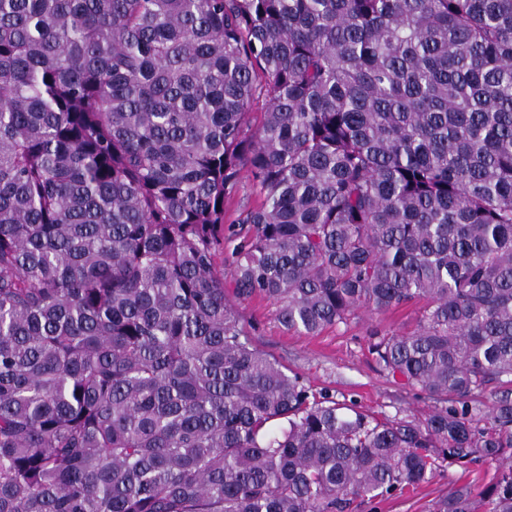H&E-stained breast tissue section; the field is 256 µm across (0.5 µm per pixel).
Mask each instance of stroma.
Here are the masks:
<instances>
[{
	"label": "stroma",
	"instance_id": "stroma-1",
	"mask_svg": "<svg viewBox=\"0 0 512 512\" xmlns=\"http://www.w3.org/2000/svg\"><path fill=\"white\" fill-rule=\"evenodd\" d=\"M253 343L298 376L315 396L355 403L376 415L425 417L433 400L398 377L382 372L369 352L372 333L405 334L417 327L415 308L385 312L357 310L344 324L327 327L319 335L286 331L276 317L273 301L256 297L239 306ZM497 464L480 461L470 470L444 467L434 479L386 500L362 504L359 512H431L435 501L456 485L489 482Z\"/></svg>",
	"mask_w": 512,
	"mask_h": 512
}]
</instances>
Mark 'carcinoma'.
I'll list each match as a JSON object with an SVG mask.
<instances>
[{"label":"carcinoma","mask_w":512,"mask_h":512,"mask_svg":"<svg viewBox=\"0 0 512 512\" xmlns=\"http://www.w3.org/2000/svg\"><path fill=\"white\" fill-rule=\"evenodd\" d=\"M266 101L253 114L254 104ZM234 297L375 336L435 403L315 397ZM512 0H0V512H348L501 462L512 512ZM508 393L509 397L512 398V383L511 384H498L494 383L490 385L485 391L479 393L474 398V403L480 406L482 411V416L488 413L491 409L494 401L497 398H500L502 395H506Z\"/></svg>","instance_id":"cac0c4a2"}]
</instances>
